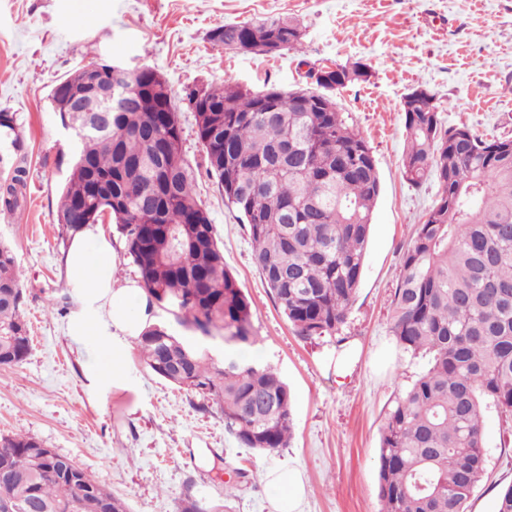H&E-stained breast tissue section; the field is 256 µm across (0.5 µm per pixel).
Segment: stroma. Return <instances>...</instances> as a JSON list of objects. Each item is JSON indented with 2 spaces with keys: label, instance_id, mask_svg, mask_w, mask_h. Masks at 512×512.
<instances>
[{
  "label": "stroma",
  "instance_id": "1",
  "mask_svg": "<svg viewBox=\"0 0 512 512\" xmlns=\"http://www.w3.org/2000/svg\"><path fill=\"white\" fill-rule=\"evenodd\" d=\"M273 15L302 24L303 51L255 56L209 40L226 23ZM100 56L154 70L178 99L196 84L292 90L305 86L309 63L359 62L368 71L366 81L333 93L372 148L381 180L358 295L342 330L356 356L342 376L330 361L332 339L302 341L280 313L239 213L225 206L206 171L192 112L180 114L197 198L253 303L257 359L292 394L288 448L263 454L240 447L217 405L155 375L136 350L125 358L124 387L95 388L85 377L98 347L73 343L67 313L54 307L70 294L57 210L73 142L48 95L56 80ZM419 86L434 94L447 124L512 138V0H0V112L17 116L27 169L22 207L0 210V240L17 258L31 336L26 361L0 367V434L44 441L129 512H177L181 499L225 498L229 486L232 512H270L265 474L282 467L302 475L304 512H378L384 413L426 365L389 332L400 249L438 194L435 182L414 188L400 173L401 101ZM482 415L487 474L468 512H494L499 489L512 483L501 417L491 405Z\"/></svg>",
  "mask_w": 512,
  "mask_h": 512
}]
</instances>
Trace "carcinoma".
<instances>
[{"label":"carcinoma","instance_id":"obj_1","mask_svg":"<svg viewBox=\"0 0 512 512\" xmlns=\"http://www.w3.org/2000/svg\"><path fill=\"white\" fill-rule=\"evenodd\" d=\"M213 45L269 55L266 42L299 52L297 20L277 16L226 23ZM320 71L338 86L366 80L363 66ZM132 90L122 112H70L80 128L64 181L57 224L73 236L109 218L125 243L149 300L200 339L256 343L252 302L224 263L214 224L199 204L195 171L166 83ZM224 107L195 112L196 136L224 202L237 210L254 264L282 314L304 340L334 339L336 350L356 300L381 184L373 151L336 102L311 90H276L275 111L240 84L194 85L182 101ZM418 100L404 113L401 175L419 188L433 178L439 197L401 248L389 331L403 351L428 358L392 400L380 429L379 512H466L486 474L482 404L512 417V139L487 141L466 125L445 124ZM173 121H160L161 110ZM16 116L0 112V134L17 152ZM26 170L12 166L0 208L13 211ZM108 180L112 204L93 192ZM13 249L0 241V365L26 361L30 337ZM140 360L163 379L219 406L224 429L243 448L275 452L293 437L292 394L270 366L206 362V352L165 325L135 340ZM127 504L72 459L34 437L0 435V512H127ZM178 512H229L186 497Z\"/></svg>","mask_w":512,"mask_h":512}]
</instances>
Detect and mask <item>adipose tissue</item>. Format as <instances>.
Masks as SVG:
<instances>
[{
	"mask_svg": "<svg viewBox=\"0 0 512 512\" xmlns=\"http://www.w3.org/2000/svg\"><path fill=\"white\" fill-rule=\"evenodd\" d=\"M117 262L116 248L97 224L78 231L64 257L67 285L75 299L68 334L78 343L98 345L99 358L88 368L95 386H124L121 361L127 341L140 336L155 318L139 281L115 280ZM266 481L270 512H303L304 484L298 471L272 470Z\"/></svg>",
	"mask_w": 512,
	"mask_h": 512,
	"instance_id": "ef3b65f1",
	"label": "adipose tissue"
}]
</instances>
